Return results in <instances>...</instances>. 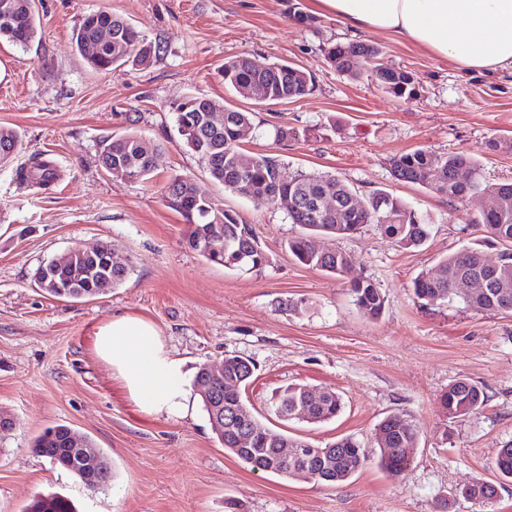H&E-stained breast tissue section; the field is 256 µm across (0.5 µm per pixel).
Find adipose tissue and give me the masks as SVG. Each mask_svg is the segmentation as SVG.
Wrapping results in <instances>:
<instances>
[{
    "label": "adipose tissue",
    "mask_w": 512,
    "mask_h": 512,
    "mask_svg": "<svg viewBox=\"0 0 512 512\" xmlns=\"http://www.w3.org/2000/svg\"><path fill=\"white\" fill-rule=\"evenodd\" d=\"M314 6L316 13L386 33L470 72L512 70V0H314ZM95 349L142 411L185 415L182 363L171 357L152 323L112 318L98 329Z\"/></svg>",
    "instance_id": "ef3b65f1"
}]
</instances>
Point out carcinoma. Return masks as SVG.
Wrapping results in <instances>:
<instances>
[{"instance_id":"cac0c4a2","label":"carcinoma","mask_w":512,"mask_h":512,"mask_svg":"<svg viewBox=\"0 0 512 512\" xmlns=\"http://www.w3.org/2000/svg\"><path fill=\"white\" fill-rule=\"evenodd\" d=\"M112 29V49H102L99 55L86 59L95 70L109 71L131 60L148 67L159 48L148 42L125 18L108 11H94L84 15L73 32L72 39L79 53L84 45L98 37L103 27ZM39 30V16L35 0H0V39L16 45L33 41ZM327 62L336 65L339 72L353 78L366 79L376 88L398 99L417 98L419 86L412 71L397 68L390 72L379 70L373 61L380 50L361 42L328 43L322 49ZM224 85L238 95L259 92L265 96L264 104L288 102L309 94L314 79L298 67L283 61L268 64L263 71L254 68L246 54L224 61L221 69ZM224 109V124L214 126L208 115L215 109ZM175 112L177 132L184 145L204 165L211 179L233 192L249 197L256 204H272L287 196L296 204L288 211L291 223L297 224L302 233L288 243L294 257L302 264L341 276L350 258L335 249L317 250L313 239L344 237L358 232L366 224H376L398 246L415 249L425 243L430 235L429 225L392 193L377 189L359 196L357 191L342 179L329 174L297 172L288 174L280 158L261 154L248 158L249 167L241 172L236 160L244 157L240 129L251 125L252 113L225 106L205 96H188L172 107ZM163 144L147 139L135 132L113 136L102 141L99 154L101 166L131 163L141 171L139 182L149 179L154 172L152 158L160 153ZM22 153V141L17 131L0 126V153ZM461 168L471 171L472 179L464 186L455 180ZM393 177L405 183L418 184L461 202L473 194L500 196L505 200L496 211L481 213L477 222L482 224L489 238L512 244V182L488 184L481 176L479 159L474 153L438 154L427 149H416L394 158L391 162ZM59 178L55 161L43 153L32 155L15 170V180L21 188L46 189ZM338 199L334 211L317 206L323 196ZM165 205L184 218L186 241L193 250L204 237L223 239L224 248L203 254L211 262L240 271H254L265 267L269 258L258 244L252 228L229 212L215 213L207 210V188L189 177L175 176L162 188ZM56 279L66 282L74 269L106 265L103 258L92 261L76 253L62 255L48 262ZM462 278H476L487 282L485 291L463 303L472 309L501 314H512V249H505L494 263L487 262L481 251L465 249L440 260L435 274H421L413 281V291L424 306H442L459 298L455 284ZM354 305L365 316L377 319L384 310V296L369 280H357L349 288ZM248 359L239 355L224 356V374L221 377L205 376L198 371L193 386H205L215 400H202L206 412L217 410L223 404L224 417L231 424L224 430V448L240 462L259 470L275 462L278 448L288 440L298 448H311L308 441L277 432L264 425L245 404L241 390L224 389V381L238 379L249 372ZM312 388L292 385L288 392V410L299 408L307 401ZM487 401L483 388L468 378H459L448 385L442 395L443 406H452L453 418L469 417ZM343 408L341 396L334 391L324 392L322 402L314 407L316 422L336 417ZM75 433L66 425H56L40 435L34 442L35 451L76 476L89 488L100 489L112 481L111 465L91 474L77 465L82 444L73 441ZM377 440L368 448L351 436L341 437L329 444L332 455L327 469V484L347 481L354 469L365 463L374 450H379L380 464L392 473L403 471L410 463L406 449L414 448L419 439V427L391 414L376 428ZM493 467L505 478L512 476V444L499 449ZM26 512H73L69 501L58 496L38 497L27 505Z\"/></svg>"}]
</instances>
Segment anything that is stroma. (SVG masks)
I'll list each match as a JSON object with an SVG mask.
<instances>
[{"instance_id": "stroma-1", "label": "stroma", "mask_w": 512, "mask_h": 512, "mask_svg": "<svg viewBox=\"0 0 512 512\" xmlns=\"http://www.w3.org/2000/svg\"><path fill=\"white\" fill-rule=\"evenodd\" d=\"M38 36L19 46L0 40V125L14 128L26 154L55 160L52 190L18 189L13 167L0 168V512H23L39 495H58L75 512H512V479L492 461L512 441V316L463 304L419 306L414 278L439 260L480 245L489 261L503 247L483 242L472 225L480 198L451 202L394 179V157L426 148L474 152L484 180L512 182V73L472 74L455 63L384 33L353 32L335 16L300 26L291 4L311 0H35ZM108 10L129 20L161 52L150 67L91 69L72 33L81 18ZM376 45V63L414 73L420 95L405 102L330 66L327 42ZM248 54L262 63L287 60L315 77L295 101L252 106L225 87L218 69ZM203 95L242 110L254 123L245 154L274 153L289 172L331 174L360 192L385 189L430 224L419 248L403 249L377 225L324 240L349 256L343 276L299 263L288 242L300 234L280 204L258 205L212 182L182 143L173 103ZM293 128L285 143L274 128ZM134 131L163 143L151 179L129 183L105 171L101 142ZM500 141L495 150L490 140ZM195 179L216 209L235 211L269 255L257 271L209 262L184 238L185 221L161 189L173 176ZM110 245L130 267L125 280L85 299L46 295L37 268L69 250ZM372 281L385 300L379 318L352 302V280ZM151 321L188 376L225 355L256 371L243 392L263 422L316 447L349 435L371 445L378 423L396 413L416 423L409 466L393 474L371 460L339 485L250 469L227 452L199 395L186 416L142 412L94 349L112 317ZM467 378L487 393L472 416L452 419L440 398ZM291 384L340 393L343 411L310 424L270 414V397ZM86 436L112 467L106 489L90 490L73 473L33 450L48 427ZM499 482L497 497H461L472 480Z\"/></svg>"}]
</instances>
